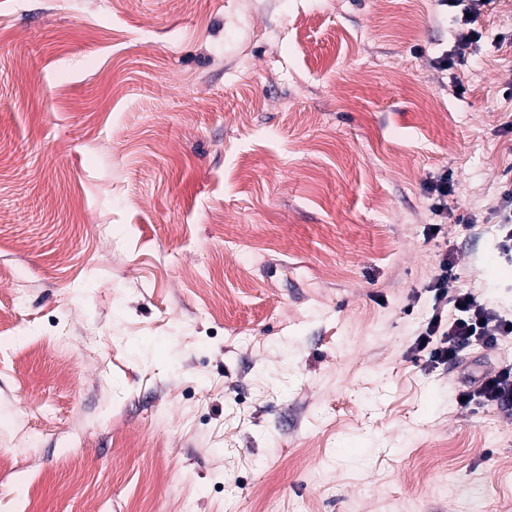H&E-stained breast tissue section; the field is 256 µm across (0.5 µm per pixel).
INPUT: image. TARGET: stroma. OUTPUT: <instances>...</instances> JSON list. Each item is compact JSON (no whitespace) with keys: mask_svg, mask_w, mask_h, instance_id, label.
<instances>
[{"mask_svg":"<svg viewBox=\"0 0 512 512\" xmlns=\"http://www.w3.org/2000/svg\"><path fill=\"white\" fill-rule=\"evenodd\" d=\"M0 0V512H512V0ZM448 173L442 211L427 191ZM442 5L448 6L454 15V21L457 25L456 42H455V55L464 59L466 53L477 45L482 39V33L473 27L476 18L481 12L490 6L494 1L492 0H442ZM469 14V17H466ZM453 267V259L446 251L441 255L438 270L427 285L432 293L433 314L414 342L413 351L420 353L428 350V361L434 364L456 362L464 347H491L500 336L512 334V321L478 302L471 291L460 288L449 291L448 279ZM448 304H452L457 311V317L452 322H448L443 315ZM471 389L463 390L458 395L461 404L467 405L473 401H479L482 404L494 403L497 405H512V369L502 368L493 375H486L474 381ZM466 397V400H462Z\"/></svg>","mask_w":512,"mask_h":512,"instance_id":"1","label":"stroma"}]
</instances>
